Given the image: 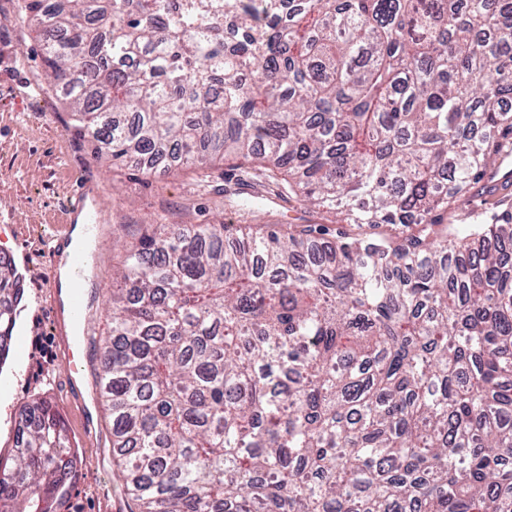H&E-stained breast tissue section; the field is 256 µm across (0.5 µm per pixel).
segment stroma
<instances>
[{
    "label": "stroma",
    "instance_id": "obj_1",
    "mask_svg": "<svg viewBox=\"0 0 512 512\" xmlns=\"http://www.w3.org/2000/svg\"><path fill=\"white\" fill-rule=\"evenodd\" d=\"M30 86L37 87L36 97L21 99ZM80 174L88 177L89 196L103 206L102 222L110 228L107 236L94 239L97 265L88 278L90 310L100 336L109 331L102 304L112 288V275L145 225L252 221L236 198L240 173L222 159L214 160L205 185L185 171L98 164L91 143L75 132L68 107L45 78L37 28L18 18L14 0H0V254L13 258L24 277L25 308L19 326L26 337L22 369L9 377L8 401L0 400V417H10L6 423L0 420V451L13 437V420L21 407L46 400L62 417L78 458L60 512H110L114 506L120 512H138L112 458L108 412L90 396L99 364L96 347H82L84 367L75 386H68L57 370L61 339L47 288L44 245L62 224V200ZM470 195L471 204L452 210L450 222L475 223L476 210L484 207L512 211V186L482 183ZM252 205L266 224L337 226L332 213L269 187H257Z\"/></svg>",
    "mask_w": 512,
    "mask_h": 512
}]
</instances>
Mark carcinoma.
Instances as JSON below:
<instances>
[{"mask_svg":"<svg viewBox=\"0 0 512 512\" xmlns=\"http://www.w3.org/2000/svg\"><path fill=\"white\" fill-rule=\"evenodd\" d=\"M94 159L221 156L359 229L149 224L96 375L139 512H512V0H16ZM399 226L401 235L373 231ZM23 292L0 256V355ZM0 512H58L44 404ZM495 183H481L470 192L471 205H459L448 214V222L453 224H474L475 212L484 207H496L497 210L508 209L512 211V186L502 189Z\"/></svg>","mask_w":512,"mask_h":512,"instance_id":"obj_1","label":"carcinoma"}]
</instances>
